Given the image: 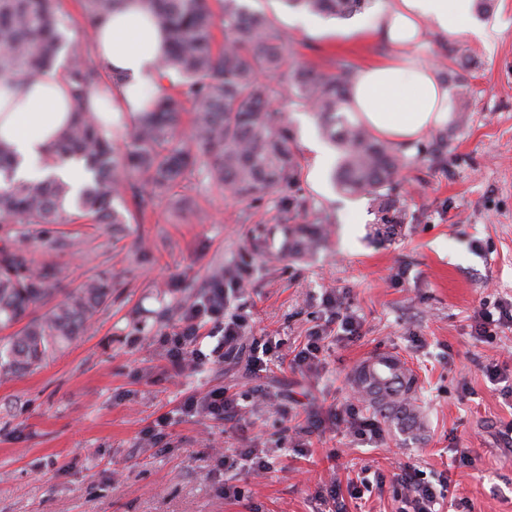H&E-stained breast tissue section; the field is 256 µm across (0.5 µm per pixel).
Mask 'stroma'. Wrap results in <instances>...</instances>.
I'll use <instances>...</instances> for the list:
<instances>
[{"mask_svg":"<svg viewBox=\"0 0 512 512\" xmlns=\"http://www.w3.org/2000/svg\"><path fill=\"white\" fill-rule=\"evenodd\" d=\"M256 6L275 14L296 60L317 69L396 54L358 33L363 14L308 29L292 24L279 0ZM481 18L500 30L491 45L432 26L413 53L438 68L449 46L460 48L454 71L473 93L463 122L443 126V158L427 153L425 137L402 146L404 216L393 235L376 237L371 196L340 192L329 171H316L309 143L322 138L318 122L285 100L300 163L295 192L329 217L328 240L311 256L281 250L288 191L239 199L197 172L144 211L125 193L128 221L115 227L0 226V248L23 247L35 266L53 267L61 288L98 278L112 285L84 336L34 371L0 375V512H320L328 484L347 486L361 472L371 486L346 498L347 512H404L394 476L406 466L434 485L447 477L445 498L459 512H512V397L486 374L492 363L512 370V325L490 341L475 333L483 308L512 303V0H490ZM181 198L191 210L176 207ZM218 265L245 330L223 361L174 369L161 339ZM330 294L356 316L357 336L329 320ZM316 328L323 339L311 369L251 371L254 338L283 340L293 355ZM382 353L418 375L424 425L403 433L386 424L367 442L347 426L351 376ZM216 388L236 399V417L180 413L187 396ZM165 414L171 422L152 443L147 433ZM318 418L319 430L297 434ZM238 448L266 449L269 472L225 470L223 455ZM462 451L471 464L458 463ZM228 485L243 499L225 496Z\"/></svg>","mask_w":512,"mask_h":512,"instance_id":"1","label":"stroma"}]
</instances>
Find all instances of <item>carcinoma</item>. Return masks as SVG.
<instances>
[{
    "label": "carcinoma",
    "mask_w": 512,
    "mask_h": 512,
    "mask_svg": "<svg viewBox=\"0 0 512 512\" xmlns=\"http://www.w3.org/2000/svg\"><path fill=\"white\" fill-rule=\"evenodd\" d=\"M88 30H95L125 0H82ZM166 33L168 50L157 66L181 77L177 89L153 98L133 115L130 143L120 150L90 110L99 95V72L80 48L67 50L63 76L71 91L75 118L44 159L48 168L67 160L84 163L89 180L76 201L66 206L62 183L14 177L11 152L0 145V224H126L115 202L129 189L145 208L172 192L188 174L200 171L222 193L261 199L295 187L299 161L288 147L282 110L272 102L285 94L308 108L326 137L343 152L334 180L346 192L380 198L382 227L395 233L403 203L394 196L404 156L347 116L348 92L356 71L339 74L312 66L289 67L288 36L272 18L244 0H219L224 41L216 43L215 15L209 0H144ZM316 16L347 19L370 0H280ZM64 19L53 0H0V81L35 82L52 75L64 47ZM192 105L190 128L183 126L186 104ZM293 223L284 227L283 250L300 255L319 247L323 220L310 217L311 206L290 199ZM45 267H33L22 248L0 249V324L24 322L4 347L5 375L33 370L50 353L69 345L107 306L111 286L89 280L40 316L39 301L57 291ZM368 405L400 428L423 427L413 403L416 377L401 359L379 354L355 373Z\"/></svg>",
    "instance_id": "1"
}]
</instances>
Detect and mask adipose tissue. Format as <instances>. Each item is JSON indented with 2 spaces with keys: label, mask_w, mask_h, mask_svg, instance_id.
<instances>
[{
  "label": "adipose tissue",
  "mask_w": 512,
  "mask_h": 512,
  "mask_svg": "<svg viewBox=\"0 0 512 512\" xmlns=\"http://www.w3.org/2000/svg\"><path fill=\"white\" fill-rule=\"evenodd\" d=\"M429 22L486 45L498 32L474 21L472 0H383L376 5L367 30L399 53L359 69L350 105L357 120L383 140L411 144L448 119L447 86L433 66L409 55L424 44ZM92 42L104 68L121 78L109 102L94 104L95 114L109 124L120 113L138 111L156 89L165 34L144 0H126ZM72 119L69 88L60 76L36 84L0 83V143L20 162L17 178L45 176L43 159Z\"/></svg>",
  "instance_id": "adipose-tissue-1"
}]
</instances>
